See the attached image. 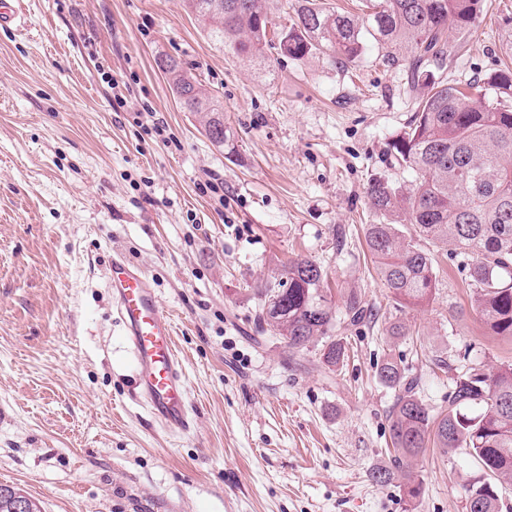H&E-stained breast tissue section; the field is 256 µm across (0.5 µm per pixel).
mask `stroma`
Here are the masks:
<instances>
[{"label": "stroma", "instance_id": "35a3bbf8", "mask_svg": "<svg viewBox=\"0 0 512 512\" xmlns=\"http://www.w3.org/2000/svg\"><path fill=\"white\" fill-rule=\"evenodd\" d=\"M20 4L18 26L0 28V485L42 512H467L487 478L468 449L419 458L413 503L400 479L368 478L393 463L384 360H401L431 408L464 363L512 364L447 247L416 310L373 268L368 187L408 179L390 153L415 111L402 71L374 44L347 66L273 42L244 60L185 0ZM510 42L512 0H485L440 79L483 80ZM162 55L220 101L223 146L180 108ZM146 108L163 135L139 127ZM118 251L173 318L187 433L137 399L107 286ZM296 258L322 266L333 304L354 293L376 315L339 330V367L320 343L295 352L255 322L258 288ZM396 321L407 333L394 340Z\"/></svg>", "mask_w": 512, "mask_h": 512}]
</instances>
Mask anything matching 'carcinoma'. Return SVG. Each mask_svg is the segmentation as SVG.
Instances as JSON below:
<instances>
[{
    "mask_svg": "<svg viewBox=\"0 0 512 512\" xmlns=\"http://www.w3.org/2000/svg\"><path fill=\"white\" fill-rule=\"evenodd\" d=\"M186 0L188 8L220 47L253 58L278 39L284 54L303 60L326 54L341 64L354 63L372 39L387 49L384 59L403 68L408 90L421 91L407 128L392 142L397 164L408 184L374 180L369 207L377 217L365 227V240L378 277L403 308L430 303L438 288L431 251L419 241L448 246L462 257L460 271L482 322L496 336L512 340V68L489 74L493 94L481 100L435 76L460 53L448 24L468 32L478 26L484 0H363L354 15L324 7L321 0H294L290 26L272 29L269 0ZM172 93L186 112L202 115L212 144L224 146V109L200 90L198 81L173 62L163 68ZM316 262L298 258L260 289L259 323L301 350L322 340V358L330 366L345 358V345L333 338L336 327L364 321L369 309L355 293L336 315L323 288ZM379 379L394 390L389 411L393 468L369 476L386 483L398 475L406 496L421 494L413 462L433 445L448 452L467 448L496 483L469 489L471 512H502L499 488L512 485V365L495 372L468 367L453 379L447 406L429 409L417 395V381L390 358L378 368Z\"/></svg>",
    "mask_w": 512,
    "mask_h": 512,
    "instance_id": "obj_1",
    "label": "carcinoma"
}]
</instances>
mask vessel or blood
<instances>
[{
    "label": "vessel or blood",
    "instance_id": "b4317fda",
    "mask_svg": "<svg viewBox=\"0 0 512 512\" xmlns=\"http://www.w3.org/2000/svg\"><path fill=\"white\" fill-rule=\"evenodd\" d=\"M108 283L117 319L137 371V395L167 430L189 432L192 425L185 369L174 344L170 314L149 278L122 253H115Z\"/></svg>",
    "mask_w": 512,
    "mask_h": 512
}]
</instances>
